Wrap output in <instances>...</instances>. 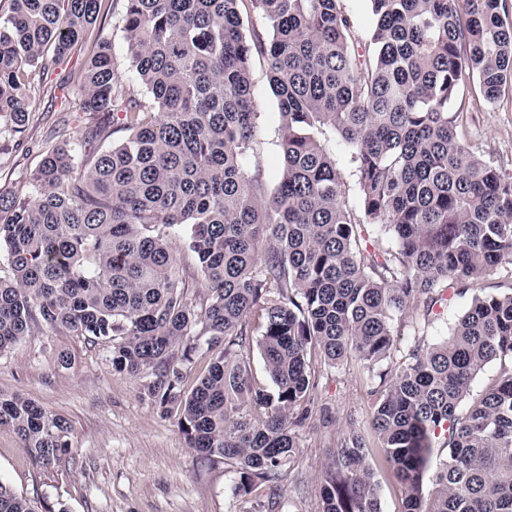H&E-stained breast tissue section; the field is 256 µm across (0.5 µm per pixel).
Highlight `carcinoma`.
<instances>
[{
	"mask_svg": "<svg viewBox=\"0 0 512 512\" xmlns=\"http://www.w3.org/2000/svg\"><path fill=\"white\" fill-rule=\"evenodd\" d=\"M8 2L0 159L42 97L63 112H110L117 127L58 132L29 179L0 192V353L35 328L107 344L112 369L142 379L189 447L235 468L239 495L277 484L293 462L316 359L359 360L376 380L371 433L352 421L337 436L321 512H382L373 436L404 486L403 512H512V286L483 288L512 264V173L459 140L450 110L467 80L490 104L512 82L506 0H367L364 34L345 0H123L127 77L102 42L55 85L47 74L103 0ZM256 56L281 117L272 184L251 165ZM326 129L350 152L355 205L319 139ZM116 131L125 137L112 143ZM375 224L389 248L374 244ZM450 294L471 295L451 337L418 335L379 368L402 316L420 305L436 317ZM256 333L269 386L244 359ZM201 350L207 372L187 389ZM493 360L497 377L458 412ZM0 425L35 466L65 464L66 418L0 393ZM441 434L447 456L432 470ZM0 512L42 510L0 478Z\"/></svg>",
	"mask_w": 512,
	"mask_h": 512,
	"instance_id": "obj_1",
	"label": "carcinoma"
}]
</instances>
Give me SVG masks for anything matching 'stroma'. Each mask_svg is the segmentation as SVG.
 <instances>
[{
  "mask_svg": "<svg viewBox=\"0 0 512 512\" xmlns=\"http://www.w3.org/2000/svg\"><path fill=\"white\" fill-rule=\"evenodd\" d=\"M106 20L92 41L78 46L68 62L50 76L62 82L91 54L95 39L113 46L116 71L126 75L119 20L123 0H103ZM258 110L259 138L254 162L267 177L277 173L280 118L269 86L267 61L255 57L250 70ZM462 113L460 137L484 161L512 171V88L495 103L479 95L474 82L461 85L451 104ZM84 116L63 113L50 99L37 102L14 158L0 167V189L26 181L50 142V134L69 122L81 135ZM469 296L453 297L443 315L426 322L420 310L399 324L397 345L406 347L416 325H424L429 342L449 337ZM314 390L316 413L297 426L301 447L288 479L262 488L260 500L277 503L275 512H320L321 475L336 449V435L348 422L368 427L373 399L371 376L356 360L332 368L320 366ZM0 392L28 397L72 426V451L65 468L34 469L11 427L0 426V478L17 491L66 512H251L247 497L234 491L235 474L222 460H210L189 448L176 419L139 394V381L113 371L109 348L82 336L35 332L0 354ZM382 512H401L404 488L379 446H372Z\"/></svg>",
  "mask_w": 512,
  "mask_h": 512,
  "instance_id": "35a3bbf8",
  "label": "stroma"
}]
</instances>
